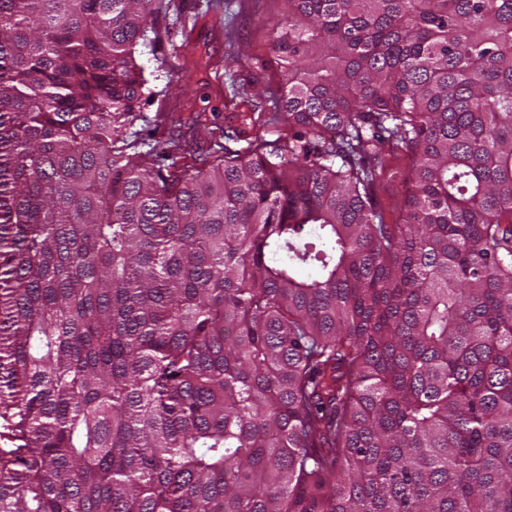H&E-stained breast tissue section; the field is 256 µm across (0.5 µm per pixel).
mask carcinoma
Masks as SVG:
<instances>
[{
    "label": "carcinoma",
    "instance_id": "carcinoma-1",
    "mask_svg": "<svg viewBox=\"0 0 512 512\" xmlns=\"http://www.w3.org/2000/svg\"><path fill=\"white\" fill-rule=\"evenodd\" d=\"M288 2L184 166L165 0H0V512H512V0ZM409 165L404 160H393L388 162V167L383 177L384 186L377 190L378 200L384 209L387 222H395L399 218L401 200L392 189L398 185L396 176L405 174ZM389 184V185H387Z\"/></svg>",
    "mask_w": 512,
    "mask_h": 512
}]
</instances>
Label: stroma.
<instances>
[{
    "instance_id": "stroma-1",
    "label": "stroma",
    "mask_w": 512,
    "mask_h": 512,
    "mask_svg": "<svg viewBox=\"0 0 512 512\" xmlns=\"http://www.w3.org/2000/svg\"><path fill=\"white\" fill-rule=\"evenodd\" d=\"M290 10L288 0H171L165 31L143 61L170 72L173 81L165 94L144 102V115L200 114L204 142L211 129L231 125L235 113L255 106L272 114L280 66L267 23Z\"/></svg>"
}]
</instances>
